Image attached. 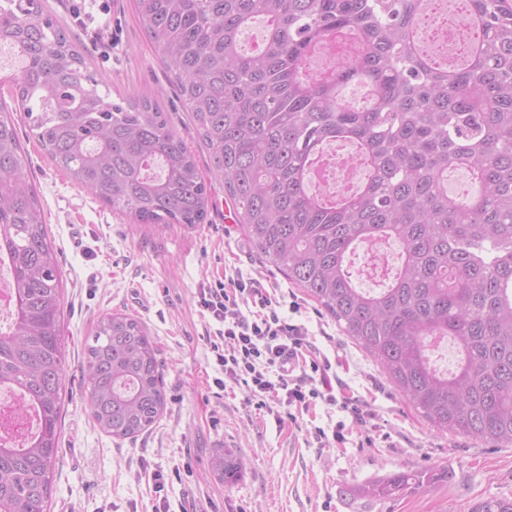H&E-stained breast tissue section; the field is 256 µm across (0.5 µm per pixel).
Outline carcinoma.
Masks as SVG:
<instances>
[{
    "mask_svg": "<svg viewBox=\"0 0 512 512\" xmlns=\"http://www.w3.org/2000/svg\"><path fill=\"white\" fill-rule=\"evenodd\" d=\"M134 2L261 254L436 429L512 445V0H469L483 30L466 66L422 63V0ZM258 19L264 37L248 52L240 35ZM338 33L353 38L357 55L314 74L310 60ZM2 64L31 132L72 181L137 224L205 223L208 187L165 113L101 95L68 32L28 0H0ZM353 82L371 88L363 106L338 98ZM339 141L356 146L364 179L326 198L309 189L313 148ZM20 151L12 118L0 114V258L14 297L0 330V389L38 419L27 438L0 437V512H48L66 374L62 288ZM451 166L477 178V195L448 194ZM373 237L402 246L376 294L357 288L347 265L356 243ZM437 335L458 353L453 371L432 362ZM82 373L92 421L115 438L138 436L166 408L158 348L131 315L98 320ZM209 468L224 483L243 473L226 448ZM446 481V468L400 471L351 493L385 501ZM470 512H512V499Z\"/></svg>",
    "mask_w": 512,
    "mask_h": 512,
    "instance_id": "1",
    "label": "carcinoma"
}]
</instances>
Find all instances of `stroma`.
<instances>
[{
  "instance_id": "35a3bbf8",
  "label": "stroma",
  "mask_w": 512,
  "mask_h": 512,
  "mask_svg": "<svg viewBox=\"0 0 512 512\" xmlns=\"http://www.w3.org/2000/svg\"><path fill=\"white\" fill-rule=\"evenodd\" d=\"M41 6L88 53L101 93L160 105L210 190L207 220L196 227L132 223L55 166L17 109L14 83L0 72V104L14 114L63 288L68 367L50 512H469L487 498H512V447L434 428L336 321L249 241L133 0H41ZM237 275L260 281L279 314L305 326L346 391L366 402L369 417L344 445L321 448L313 438L315 427L346 420L337 407L320 403L298 421L280 423L246 405L244 386L215 385L222 371L208 337L217 324L199 307L197 291ZM112 312L142 321L164 367L166 409L132 439L94 426L85 398V342L98 319ZM217 448L241 457L244 471L236 483L213 477L209 459ZM441 468L449 470L448 482L385 502L349 493L390 472Z\"/></svg>"
}]
</instances>
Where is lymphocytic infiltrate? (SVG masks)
Masks as SVG:
<instances>
[{"label":"lymphocytic infiltrate","mask_w":512,"mask_h":512,"mask_svg":"<svg viewBox=\"0 0 512 512\" xmlns=\"http://www.w3.org/2000/svg\"><path fill=\"white\" fill-rule=\"evenodd\" d=\"M244 296L253 299L256 313L244 314L239 305ZM197 298L220 324L209 340L215 362L225 380L246 387L248 402L260 408L274 402L301 413L322 402L364 423L360 399L334 394L327 378L330 362L317 360L305 327L281 318L259 282L233 277L226 285L200 289Z\"/></svg>","instance_id":"f902f5d3"}]
</instances>
